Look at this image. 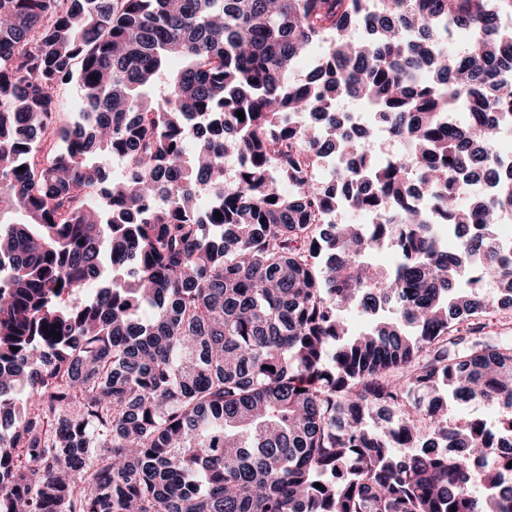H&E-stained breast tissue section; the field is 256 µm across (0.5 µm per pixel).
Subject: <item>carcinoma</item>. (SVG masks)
Masks as SVG:
<instances>
[{
    "label": "carcinoma",
    "instance_id": "1",
    "mask_svg": "<svg viewBox=\"0 0 512 512\" xmlns=\"http://www.w3.org/2000/svg\"><path fill=\"white\" fill-rule=\"evenodd\" d=\"M506 15L0 0V512H512V417L494 445L441 401L512 407V346L463 347L512 311ZM341 98L405 151L374 156Z\"/></svg>",
    "mask_w": 512,
    "mask_h": 512
}]
</instances>
